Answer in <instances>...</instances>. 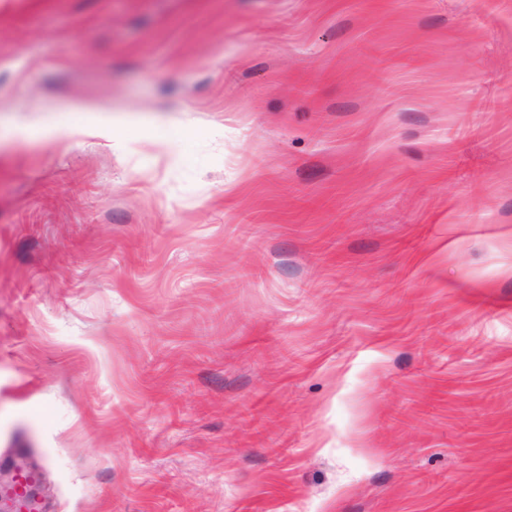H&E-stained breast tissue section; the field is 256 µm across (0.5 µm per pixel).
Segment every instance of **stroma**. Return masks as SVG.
<instances>
[{"mask_svg": "<svg viewBox=\"0 0 512 512\" xmlns=\"http://www.w3.org/2000/svg\"><path fill=\"white\" fill-rule=\"evenodd\" d=\"M2 52L49 512H512V0H0Z\"/></svg>", "mask_w": 512, "mask_h": 512, "instance_id": "1", "label": "stroma"}]
</instances>
